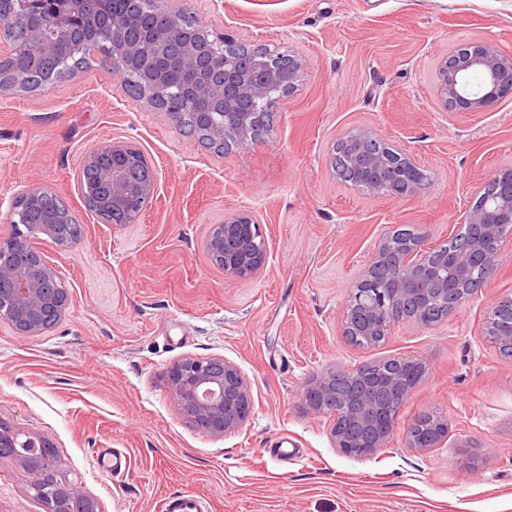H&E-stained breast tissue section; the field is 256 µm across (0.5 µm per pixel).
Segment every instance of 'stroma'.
<instances>
[{"label": "stroma", "mask_w": 512, "mask_h": 512, "mask_svg": "<svg viewBox=\"0 0 512 512\" xmlns=\"http://www.w3.org/2000/svg\"><path fill=\"white\" fill-rule=\"evenodd\" d=\"M181 3L215 33L230 25L242 43L300 52L299 89L262 141L224 154L102 69L0 96V236L27 186L59 197L83 228L77 248L42 246L70 296L65 317L27 337L0 321V421L50 441L99 512H161L184 491L210 512H512V357L488 323L512 295V238L482 292L442 322L396 321L369 347L343 334L348 295L379 241L400 227L449 240L459 210L512 168V99L451 112L434 90L435 66L457 44L490 40L512 54V0ZM362 130L416 149L428 177L418 196L336 179L334 143ZM111 139L135 141L159 173L152 202L121 226L91 214L77 183L83 154ZM245 207L261 215L269 260L232 278L204 246L225 211ZM196 357L228 360L251 384V417L220 438L196 428L166 385L168 367ZM394 357L421 359L423 381L383 448L343 454L333 416L305 405L306 384ZM425 413L447 433L438 447H409ZM282 440L292 458L277 455ZM102 449L129 457L121 482L96 465ZM0 512H45L13 458L0 457Z\"/></svg>", "instance_id": "1"}]
</instances>
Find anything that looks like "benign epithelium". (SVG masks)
<instances>
[{
  "instance_id": "1",
  "label": "benign epithelium",
  "mask_w": 512,
  "mask_h": 512,
  "mask_svg": "<svg viewBox=\"0 0 512 512\" xmlns=\"http://www.w3.org/2000/svg\"><path fill=\"white\" fill-rule=\"evenodd\" d=\"M33 18V42L42 51L53 47L58 30L80 24L95 30V20L107 14L106 0H59L51 10L43 8L41 0H9ZM157 26L144 35L143 41L126 43L112 39L106 49L112 51L129 68L137 71L151 90L174 94L169 117L177 122L178 101L192 105L199 118L224 113V123L212 124L209 135L216 141L224 139L231 130L237 147L245 149L261 139L252 122L254 109L261 106L268 111L293 95L300 85L303 59L295 55L296 70L288 87L275 92L279 81L271 57L260 56L249 62L237 59L229 47L239 39L231 27H224V87L236 90L232 97L223 95L222 88L204 80L206 60L216 53L212 29L208 22L175 5L174 0H153ZM178 37L184 43V54L172 59L166 54L170 39ZM476 73L481 83L475 87L458 82L461 73ZM435 91L443 107L455 112H484L505 98H512V54H506L491 41H471L458 45L443 57L435 70ZM112 157L111 167L102 172L93 193L101 211L127 204L133 197L128 168L143 165L150 176L138 185L139 202L150 203L158 185L154 162L132 140L112 139L90 151L81 159L79 168L93 163L99 156ZM387 171L405 176L402 192L375 181L374 175ZM426 175L413 154L406 149L386 146L384 150L352 155V177L346 184L373 195L393 199L417 196L425 186ZM489 183L498 187L497 196L488 204L466 215V223L479 225L480 231L472 243L458 249L448 244L430 246L425 238L417 237L399 254L388 251V241L378 244L363 278L351 289L347 301L343 333L386 336L391 324L404 315L397 312V304L415 300L427 306L434 296L448 287V282L466 276L472 263L479 260L488 266L497 265L502 258L504 233L512 227V170L494 174ZM11 233L0 237V283L8 288L0 290V320L6 321L22 336H31L47 330L46 317L61 319L69 307L67 289L57 284L56 272L36 246L35 237L20 228L16 209L9 215ZM260 219L250 210L224 213V222L213 226L205 244L208 260L224 269V275L233 278L254 277L265 268L267 246L259 230ZM447 252L448 266L437 268L430 264L432 254ZM23 254L29 264L16 267L10 257ZM335 374L325 373L312 379L303 392L308 408L328 412L334 420L348 415L359 424L378 432V446H383L394 432L396 413L381 406L376 393L380 384L388 382L399 401L405 400L417 383L402 386L397 381L380 377L364 384L363 393L349 399L346 406H327L332 401L330 391ZM170 393L179 406L193 410L192 421L197 428L213 436H222L240 428L253 411L251 387L242 372L221 358H186L173 363L166 372ZM1 448H27L30 456L18 461L39 490L47 512H68L72 500H81L86 512H98L97 503L86 496L74 483L50 481L59 472L54 446L47 440L30 435L0 421Z\"/></svg>"
}]
</instances>
